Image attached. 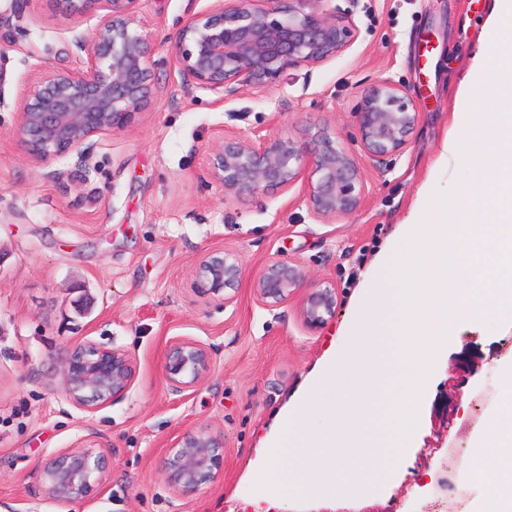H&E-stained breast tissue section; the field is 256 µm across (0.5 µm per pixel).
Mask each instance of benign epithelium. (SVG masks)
Returning a JSON list of instances; mask_svg holds the SVG:
<instances>
[{
    "label": "benign epithelium",
    "instance_id": "obj_1",
    "mask_svg": "<svg viewBox=\"0 0 512 512\" xmlns=\"http://www.w3.org/2000/svg\"><path fill=\"white\" fill-rule=\"evenodd\" d=\"M75 11L103 10L91 40H75L86 61L79 69L40 73L36 88L18 116V134L36 160L50 155L83 156L95 135L128 124L150 93L148 46L132 27L138 0H66ZM326 0H215L209 10L187 21L174 38L184 78L216 94L241 87L262 90L289 67L320 64L347 50L353 38L350 17L324 7ZM416 110L405 88L389 79L365 95L357 124L365 155L381 164L401 152L415 125ZM211 175L224 193L254 194L267 188L288 190L304 183L311 216L327 221L355 212L364 184L354 158L336 140L323 136L310 155L292 138L229 136L212 147ZM201 287L230 301L226 290L241 275L233 251L207 252L197 260ZM307 282L295 261L274 257L253 288L259 301L276 308ZM330 284L308 288L300 310L304 324L316 328L335 313ZM210 370L207 350L194 340L172 339L164 372L172 391L192 387ZM66 391L72 403L93 412L123 395L134 378L124 351L89 342L71 348L64 362ZM224 463V440L205 431L187 432L170 449L162 466L165 482L178 498H187L217 479ZM108 474L107 454L90 447L59 452L41 470L51 500L73 502L90 497Z\"/></svg>",
    "mask_w": 512,
    "mask_h": 512
}]
</instances>
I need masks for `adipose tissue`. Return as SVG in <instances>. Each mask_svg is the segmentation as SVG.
<instances>
[{
  "label": "adipose tissue",
  "mask_w": 512,
  "mask_h": 512,
  "mask_svg": "<svg viewBox=\"0 0 512 512\" xmlns=\"http://www.w3.org/2000/svg\"><path fill=\"white\" fill-rule=\"evenodd\" d=\"M497 401L468 449L475 496L463 512H512V356L498 367Z\"/></svg>",
  "instance_id": "obj_1"
}]
</instances>
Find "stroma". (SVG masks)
<instances>
[{"instance_id":"stroma-1","label":"stroma","mask_w":512,"mask_h":512,"mask_svg":"<svg viewBox=\"0 0 512 512\" xmlns=\"http://www.w3.org/2000/svg\"><path fill=\"white\" fill-rule=\"evenodd\" d=\"M492 2L332 0L355 24L345 52L221 97L188 86L173 51L176 32L212 0H139L147 106L91 137L84 159L37 162L18 139V113L41 70L82 65L74 39L92 38L101 19L70 13L64 0H0V512H254L247 464L288 400L346 347L358 287L440 159L460 84L487 44ZM386 78L417 112L388 169L365 157L356 118L366 91ZM227 130L310 146L328 134L358 163L359 209L314 220L299 184L225 195L210 154ZM224 250L242 265L228 303L196 288L198 256ZM276 256L297 261L308 284L334 285L335 313L319 327L303 324L302 293L271 310L258 303L253 283ZM176 337L202 344L212 362L181 393L163 370ZM86 341L123 350L135 366L128 391L92 412L67 398L61 364ZM510 353L512 331L493 326L443 345L406 441V472L373 490L362 512H461L466 449L497 396L494 363ZM200 430L224 439L222 476L180 500L162 464L180 434ZM80 443L107 452L105 485L76 502L48 499L42 464Z\"/></svg>"}]
</instances>
